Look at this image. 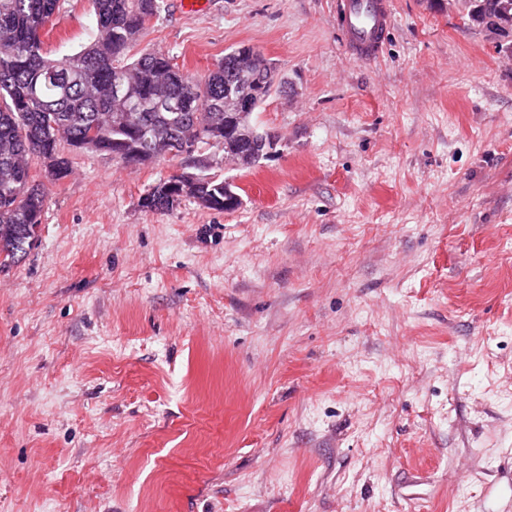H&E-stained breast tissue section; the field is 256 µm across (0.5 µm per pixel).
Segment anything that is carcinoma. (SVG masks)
Here are the masks:
<instances>
[{
  "instance_id": "1",
  "label": "carcinoma",
  "mask_w": 512,
  "mask_h": 512,
  "mask_svg": "<svg viewBox=\"0 0 512 512\" xmlns=\"http://www.w3.org/2000/svg\"><path fill=\"white\" fill-rule=\"evenodd\" d=\"M68 0H0V255L3 262L31 249L33 227L42 223L49 185L72 173L73 153L111 156L151 152L166 156L173 143L211 138L243 148L241 130L258 131L250 116L270 95L241 81L244 103L224 106V63L204 76L180 69L159 51L132 53L163 0H89L96 21L92 40L53 57L41 33ZM476 24L491 20L512 29V0H466ZM124 86L125 97L116 94ZM168 98L173 110H156ZM39 159L45 180L31 172ZM211 209L241 205L231 186L207 181ZM231 201L224 208V201Z\"/></svg>"
}]
</instances>
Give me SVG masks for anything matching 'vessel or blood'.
Here are the masks:
<instances>
[{
  "label": "vessel or blood",
  "instance_id": "obj_1",
  "mask_svg": "<svg viewBox=\"0 0 512 512\" xmlns=\"http://www.w3.org/2000/svg\"><path fill=\"white\" fill-rule=\"evenodd\" d=\"M336 10L351 55L378 56L392 24V0H336Z\"/></svg>",
  "mask_w": 512,
  "mask_h": 512
}]
</instances>
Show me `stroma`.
Here are the masks:
<instances>
[{
  "instance_id": "1",
  "label": "stroma",
  "mask_w": 512,
  "mask_h": 512,
  "mask_svg": "<svg viewBox=\"0 0 512 512\" xmlns=\"http://www.w3.org/2000/svg\"><path fill=\"white\" fill-rule=\"evenodd\" d=\"M95 32L69 0L55 56ZM142 46L276 68L241 204L141 198L186 159L71 155L0 268V512H512V34L393 0H164ZM336 10L351 55L357 59L378 56L392 24V1L336 0Z\"/></svg>"
}]
</instances>
